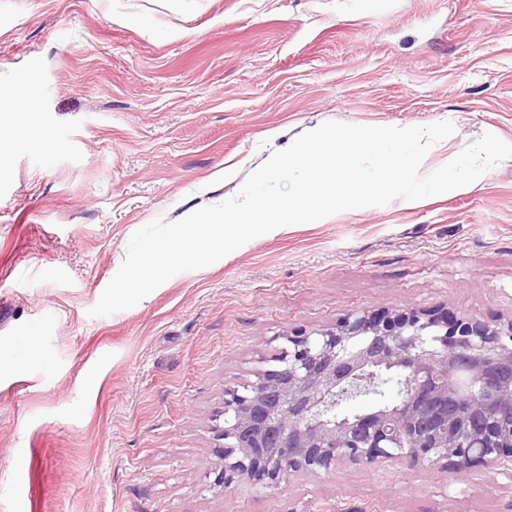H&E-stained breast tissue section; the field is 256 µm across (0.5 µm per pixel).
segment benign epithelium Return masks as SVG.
<instances>
[{
  "label": "benign epithelium",
  "instance_id": "obj_1",
  "mask_svg": "<svg viewBox=\"0 0 512 512\" xmlns=\"http://www.w3.org/2000/svg\"><path fill=\"white\" fill-rule=\"evenodd\" d=\"M281 339L255 380L224 392L221 491L236 475L275 487L390 459L459 474L492 466L512 478V319L446 306L362 310ZM379 372L407 383L399 398L337 415L339 399L369 393Z\"/></svg>",
  "mask_w": 512,
  "mask_h": 512
}]
</instances>
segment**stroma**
<instances>
[{
    "label": "stroma",
    "mask_w": 512,
    "mask_h": 512,
    "mask_svg": "<svg viewBox=\"0 0 512 512\" xmlns=\"http://www.w3.org/2000/svg\"><path fill=\"white\" fill-rule=\"evenodd\" d=\"M1 86L41 146L0 158V512H512L494 469L213 487L224 391L281 335L409 304L512 318V158L89 314L138 229L234 196L324 122L452 121L424 176L483 132L511 143L512 0H0Z\"/></svg>",
    "instance_id": "obj_1"
}]
</instances>
